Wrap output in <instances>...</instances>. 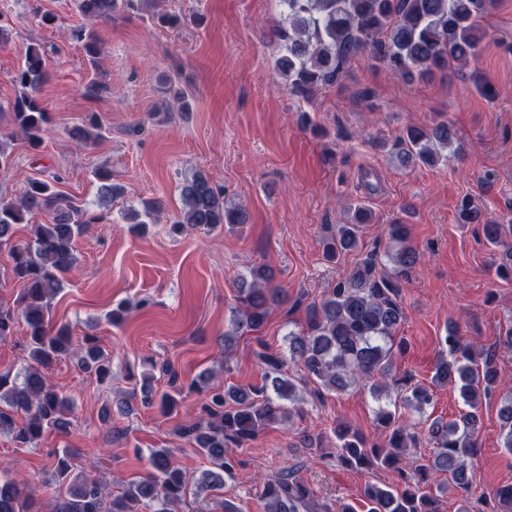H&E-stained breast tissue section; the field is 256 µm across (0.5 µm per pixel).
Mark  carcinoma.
Wrapping results in <instances>:
<instances>
[{"instance_id":"obj_1","label":"carcinoma","mask_w":512,"mask_h":512,"mask_svg":"<svg viewBox=\"0 0 512 512\" xmlns=\"http://www.w3.org/2000/svg\"><path fill=\"white\" fill-rule=\"evenodd\" d=\"M123 2L77 0V8L88 19L109 20ZM277 4L283 19L270 33L276 48L273 66L288 93L299 101L335 86L345 65L358 56L407 82L445 70L468 69L478 94L495 98L492 84L478 67L488 37L484 19L495 0H277ZM71 36L89 59L101 55L95 32L75 28ZM45 77L44 53L38 48L29 49L11 75V81L23 89L13 106L14 124L33 149L41 145L49 124L38 99ZM100 130L102 125L93 116L69 129L68 135L84 146L99 138ZM455 141L453 127L442 119L426 127H407L392 141L388 155L403 168L434 167L448 160L444 151ZM94 176L103 196L120 194L110 170L99 168ZM180 194L183 208L173 224L176 229L191 226L211 231L248 223L247 211L228 204L224 192L203 171L186 180ZM41 211L52 212L51 222L31 223ZM457 215L461 224L482 225L485 240L494 247L500 245L504 225L486 217L471 198L461 199ZM371 220L368 208L351 205L349 223L336 225L335 233L323 243L325 258L333 260L357 249L359 224ZM88 223L81 206L44 179L31 180L15 201L0 199V247H9L10 276L22 286L15 306L0 304V341L14 335L17 323H24L31 360L19 376L0 373V434L10 433L24 445L36 444L49 429L68 428L69 401L48 383L44 373L55 360L73 354L98 380L111 376L110 356L96 338L86 336L76 342L69 326L52 328L49 324L51 303L62 290L64 276L76 267V240ZM20 224L31 225L30 237L23 241L15 240ZM390 236L400 244L389 255L391 268L381 269V258L368 256L328 288L319 302L306 307L305 325L288 334V354L262 347L257 357L263 385L231 383L209 388L201 413L179 428V434L193 441L196 451L211 464L196 487L213 493L214 512H241L223 495L225 479L234 471L228 448L241 447L264 430L292 421L290 404L296 401L297 385L286 372L290 363L300 364L315 382L316 397L362 385L380 400L390 389L396 390V399L376 412V425L385 433L382 442H369L346 425L334 429L343 464L361 470L395 469L403 480L401 490L366 485L367 512H439V495L452 489L471 490L480 406L482 399L501 388L502 380L494 355L464 345L454 327L440 339L446 354L436 363L431 384L410 385L406 378H391L394 358L405 349L404 340L395 336L406 319L402 281L419 264L420 253L408 244V225H391ZM273 282L274 273L266 266L254 267L250 278L242 279L225 341L263 328L271 308L279 302V288ZM448 385L458 387L465 411L446 422L433 420L427 429L431 455L401 467L408 449L419 447V437L413 424L400 417L424 412L433 402V388ZM182 393L173 374L169 390L160 394L152 384H143L141 401L156 403L171 413L183 402ZM498 418L503 447L512 452V390L501 399ZM432 472L447 475L448 483L432 486ZM51 478L64 480L66 489L49 504V512H182L190 484V476L172 463L167 448L151 450L150 471L128 481L116 495L106 494L96 482L73 477L67 456L57 459ZM490 495L497 512H512V483L495 487ZM262 498L266 512H310L314 506L309 486L289 471L264 481ZM0 512H33L30 498L2 469Z\"/></svg>"}]
</instances>
